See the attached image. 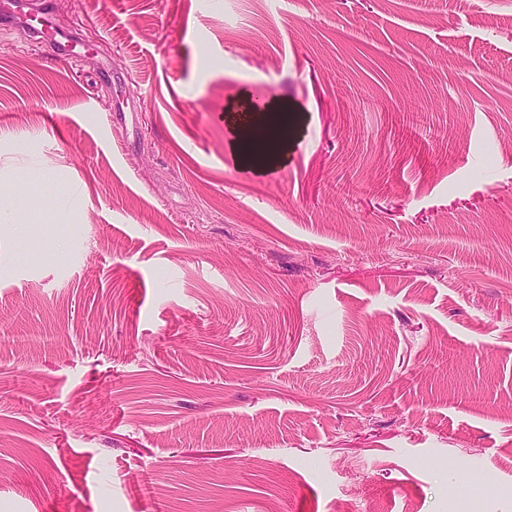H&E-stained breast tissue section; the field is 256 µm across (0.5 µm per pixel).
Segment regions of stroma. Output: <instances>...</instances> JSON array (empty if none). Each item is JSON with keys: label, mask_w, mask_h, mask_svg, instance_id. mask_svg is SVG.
Instances as JSON below:
<instances>
[{"label": "stroma", "mask_w": 512, "mask_h": 512, "mask_svg": "<svg viewBox=\"0 0 512 512\" xmlns=\"http://www.w3.org/2000/svg\"><path fill=\"white\" fill-rule=\"evenodd\" d=\"M28 22L0 25V512H512V0ZM249 89L288 112L262 167L228 148Z\"/></svg>", "instance_id": "35a3bbf8"}]
</instances>
